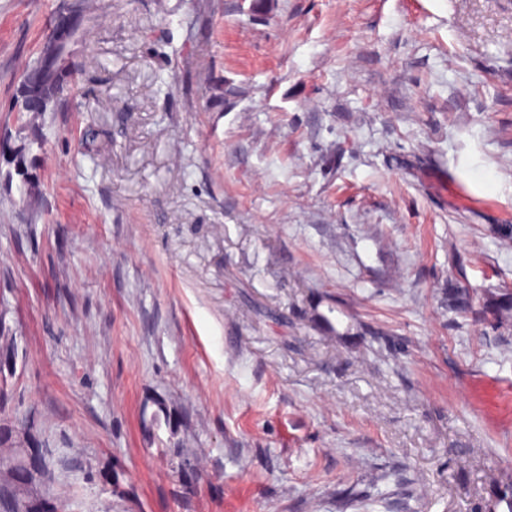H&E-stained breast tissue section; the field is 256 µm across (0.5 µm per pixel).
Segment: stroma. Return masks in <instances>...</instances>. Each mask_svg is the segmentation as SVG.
<instances>
[{
  "label": "stroma",
  "instance_id": "1",
  "mask_svg": "<svg viewBox=\"0 0 512 512\" xmlns=\"http://www.w3.org/2000/svg\"><path fill=\"white\" fill-rule=\"evenodd\" d=\"M58 3L0 0L34 176L0 155V455L43 464L18 495L490 512L512 322L448 296L512 289V0H91L37 145L8 105Z\"/></svg>",
  "mask_w": 512,
  "mask_h": 512
}]
</instances>
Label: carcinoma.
Segmentation results:
<instances>
[{
  "label": "carcinoma",
  "mask_w": 512,
  "mask_h": 512,
  "mask_svg": "<svg viewBox=\"0 0 512 512\" xmlns=\"http://www.w3.org/2000/svg\"><path fill=\"white\" fill-rule=\"evenodd\" d=\"M77 7L67 11L59 4L52 13L49 27L42 39L36 57L23 71L8 111L15 113L23 127L34 130L46 113L56 110L62 98L73 95V59H60V50L69 46L71 34L81 29V18L87 9V0H76ZM451 300L461 314L472 311L473 298L469 289L460 286L453 290ZM482 313L500 324L512 318V290L504 288L483 304ZM494 487L495 512H512V481L497 474L490 478ZM0 512H34V505L14 496L0 499Z\"/></svg>",
  "instance_id": "1"
}]
</instances>
